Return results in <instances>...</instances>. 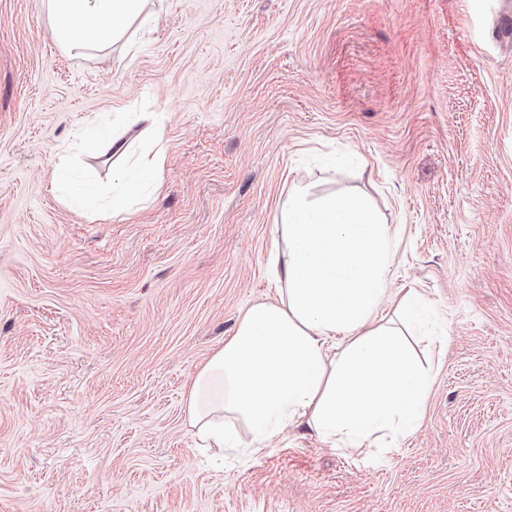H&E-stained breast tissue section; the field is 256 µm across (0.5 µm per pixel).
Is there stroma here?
Masks as SVG:
<instances>
[{
    "label": "stroma",
    "instance_id": "stroma-1",
    "mask_svg": "<svg viewBox=\"0 0 512 512\" xmlns=\"http://www.w3.org/2000/svg\"><path fill=\"white\" fill-rule=\"evenodd\" d=\"M78 55L0 0V512H512V0H149ZM158 112L153 132L139 113ZM98 194L69 208L58 154ZM163 149L129 214L102 199ZM371 200L431 308L419 429H286L209 462L185 412L269 272L291 186Z\"/></svg>",
    "mask_w": 512,
    "mask_h": 512
}]
</instances>
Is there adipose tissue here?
I'll use <instances>...</instances> for the list:
<instances>
[{
	"instance_id": "ef3b65f1",
	"label": "adipose tissue",
	"mask_w": 512,
	"mask_h": 512,
	"mask_svg": "<svg viewBox=\"0 0 512 512\" xmlns=\"http://www.w3.org/2000/svg\"><path fill=\"white\" fill-rule=\"evenodd\" d=\"M146 0H44L54 40L105 51L131 25L146 27ZM283 246L271 273L275 302L250 306L198 370L186 414L201 448L216 456L247 438L263 452L284 429L307 425L326 443L360 448L414 433L432 375L410 357L402 332L382 321L395 298L388 278L395 233L363 198L289 192Z\"/></svg>"
}]
</instances>
